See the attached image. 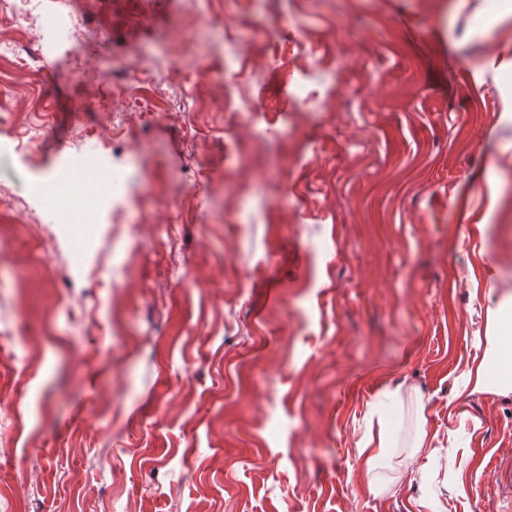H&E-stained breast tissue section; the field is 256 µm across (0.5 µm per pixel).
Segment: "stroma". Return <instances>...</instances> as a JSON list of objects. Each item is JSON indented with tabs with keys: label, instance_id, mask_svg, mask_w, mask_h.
<instances>
[{
	"label": "stroma",
	"instance_id": "stroma-1",
	"mask_svg": "<svg viewBox=\"0 0 512 512\" xmlns=\"http://www.w3.org/2000/svg\"><path fill=\"white\" fill-rule=\"evenodd\" d=\"M37 2L4 36L40 67L0 51V512H512V397L455 384L512 293V0ZM358 456L362 459L367 474L383 465L390 445V434L380 419L374 430L371 422L368 433L358 442Z\"/></svg>",
	"mask_w": 512,
	"mask_h": 512
}]
</instances>
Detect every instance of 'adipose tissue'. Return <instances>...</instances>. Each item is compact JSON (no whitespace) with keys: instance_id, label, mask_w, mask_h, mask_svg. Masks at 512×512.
Segmentation results:
<instances>
[{"instance_id":"adipose-tissue-1","label":"adipose tissue","mask_w":512,"mask_h":512,"mask_svg":"<svg viewBox=\"0 0 512 512\" xmlns=\"http://www.w3.org/2000/svg\"><path fill=\"white\" fill-rule=\"evenodd\" d=\"M489 350L478 364L467 369L463 385L471 391L491 389L512 394V294L502 295L489 320Z\"/></svg>"}]
</instances>
